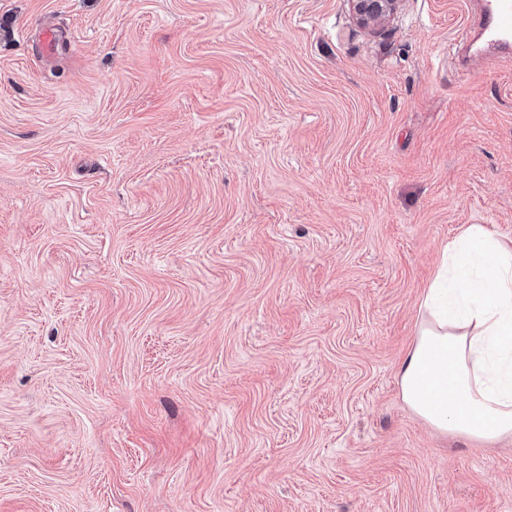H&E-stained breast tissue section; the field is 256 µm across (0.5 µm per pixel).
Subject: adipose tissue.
I'll use <instances>...</instances> for the list:
<instances>
[{
    "instance_id": "adipose-tissue-1",
    "label": "adipose tissue",
    "mask_w": 512,
    "mask_h": 512,
    "mask_svg": "<svg viewBox=\"0 0 512 512\" xmlns=\"http://www.w3.org/2000/svg\"><path fill=\"white\" fill-rule=\"evenodd\" d=\"M399 369L426 425L476 442L512 436V242L475 224L442 251Z\"/></svg>"
}]
</instances>
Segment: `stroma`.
Segmentation results:
<instances>
[{"instance_id": "1", "label": "stroma", "mask_w": 512, "mask_h": 512, "mask_svg": "<svg viewBox=\"0 0 512 512\" xmlns=\"http://www.w3.org/2000/svg\"><path fill=\"white\" fill-rule=\"evenodd\" d=\"M479 8L0 0V512H512L398 377L444 247L512 240ZM357 19L362 24L386 21L397 9L399 0H350Z\"/></svg>"}]
</instances>
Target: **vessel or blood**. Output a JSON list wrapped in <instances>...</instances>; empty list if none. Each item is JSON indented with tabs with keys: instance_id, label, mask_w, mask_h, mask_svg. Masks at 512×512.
<instances>
[{
	"instance_id": "obj_1",
	"label": "vessel or blood",
	"mask_w": 512,
	"mask_h": 512,
	"mask_svg": "<svg viewBox=\"0 0 512 512\" xmlns=\"http://www.w3.org/2000/svg\"><path fill=\"white\" fill-rule=\"evenodd\" d=\"M472 42L482 43L487 53L512 54V0H484L474 28L463 30L451 49L454 64L465 63L466 48Z\"/></svg>"
}]
</instances>
